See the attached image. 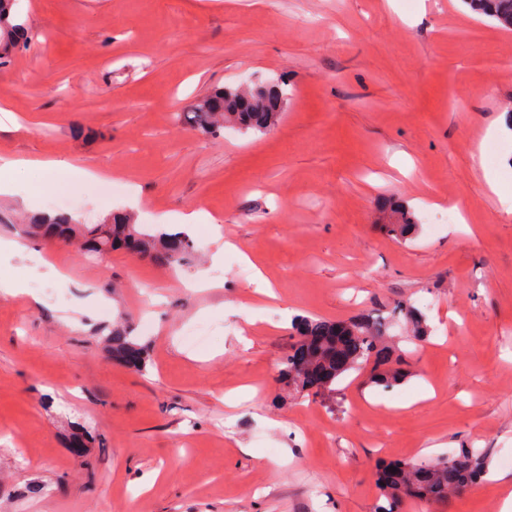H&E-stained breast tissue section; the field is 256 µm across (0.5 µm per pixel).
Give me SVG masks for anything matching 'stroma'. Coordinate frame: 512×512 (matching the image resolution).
Returning <instances> with one entry per match:
<instances>
[{"instance_id":"obj_1","label":"stroma","mask_w":512,"mask_h":512,"mask_svg":"<svg viewBox=\"0 0 512 512\" xmlns=\"http://www.w3.org/2000/svg\"><path fill=\"white\" fill-rule=\"evenodd\" d=\"M21 20L29 47L0 69V165L16 163L18 190L0 196V237L27 250L0 277L30 293H0V512H375L378 465L464 448L487 452L489 478L402 512H501L512 135L492 124L512 112V30L455 0H22ZM257 80L288 95L272 131L205 138L178 118ZM45 159L112 187L81 182L68 205ZM387 196L412 211V238L376 224ZM192 211L232 247L198 224L196 259L175 270L24 233L33 216L115 212L152 233ZM201 276L212 287L187 288ZM401 300L428 334L402 342L400 384L353 372L315 397L284 382L289 311L336 322ZM118 326L144 369L108 351ZM240 386L255 396L228 401ZM37 164L40 165L45 170L56 173L57 175L62 177H66L74 173L76 177H94L97 180V182L102 186H107L109 184V180L107 178L93 175L86 168L74 167L68 164H63L58 161L52 160L38 161Z\"/></svg>"}]
</instances>
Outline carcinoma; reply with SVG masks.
<instances>
[{
    "label": "carcinoma",
    "instance_id": "obj_1",
    "mask_svg": "<svg viewBox=\"0 0 512 512\" xmlns=\"http://www.w3.org/2000/svg\"><path fill=\"white\" fill-rule=\"evenodd\" d=\"M21 0H0V68L9 65L15 52L27 47L29 35L20 22ZM466 3L483 15L496 20L507 28L512 23V0H466ZM216 89L197 99L182 112L185 122L194 131L213 137L231 126L244 133H264L272 130L282 115L286 92L277 84ZM379 212L389 215L384 228L396 239H408L416 231L412 212L395 198H386L379 205ZM32 227L58 235L73 233V220L67 215L42 216ZM80 231L88 250L105 252L107 246L116 245L129 237H135L140 245L139 253L160 266L176 267L190 263L193 242L180 233H155L139 231L128 217L112 215V221L104 224H83ZM397 325L410 330L413 338L428 334L423 314L408 302H399L389 312ZM387 317V318H389ZM373 313L343 322L355 336L348 346L336 343V324L308 317L295 322L299 336H324V347L312 358H305L304 348L297 346L283 361L282 377L293 383L295 389L309 392L299 383L306 369L320 366L329 373L325 387L315 390L322 395L334 390L338 381L352 371L366 372L367 379L376 386L389 388L401 381L406 371L405 352L386 344L392 323ZM112 354L122 361L132 360L137 369L145 365L144 348L126 331L112 332ZM344 359L347 367L336 370V359ZM400 480L392 485L381 484L389 499L388 512H398L404 500L446 503L464 492L470 484L483 477L488 468V456L480 449L470 448L452 454L432 464H398Z\"/></svg>",
    "mask_w": 512,
    "mask_h": 512
}]
</instances>
